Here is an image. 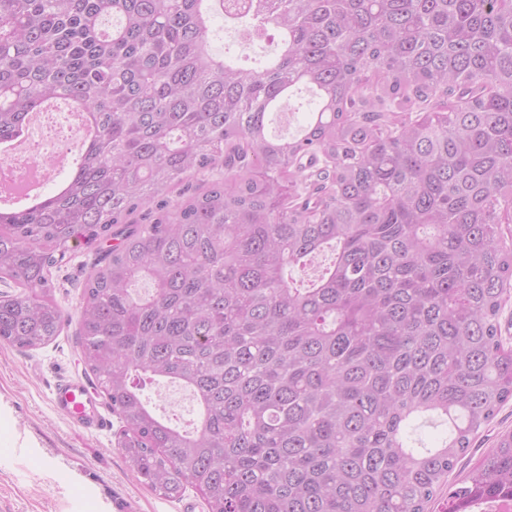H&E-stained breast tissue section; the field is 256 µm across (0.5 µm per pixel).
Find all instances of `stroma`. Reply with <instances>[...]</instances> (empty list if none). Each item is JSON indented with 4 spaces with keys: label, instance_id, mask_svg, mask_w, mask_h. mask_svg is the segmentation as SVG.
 <instances>
[{
    "label": "stroma",
    "instance_id": "obj_1",
    "mask_svg": "<svg viewBox=\"0 0 512 512\" xmlns=\"http://www.w3.org/2000/svg\"><path fill=\"white\" fill-rule=\"evenodd\" d=\"M96 259V249L80 247L53 273V294L71 316L79 314L83 284ZM65 375H84L74 326L39 349L0 343V441L17 446L15 457L0 466V512H108L106 503L116 495L131 499L136 512H183L187 502L196 512H208L195 488L168 499L128 469L115 447L118 417L97 434L60 419L49 391ZM145 395L155 413L174 424L187 427L196 418L191 393L178 385L160 383Z\"/></svg>",
    "mask_w": 512,
    "mask_h": 512
}]
</instances>
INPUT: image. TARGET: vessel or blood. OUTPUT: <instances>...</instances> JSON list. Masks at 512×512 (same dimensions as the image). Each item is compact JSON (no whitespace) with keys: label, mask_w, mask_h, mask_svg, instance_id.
Segmentation results:
<instances>
[{"label":"vessel or blood","mask_w":512,"mask_h":512,"mask_svg":"<svg viewBox=\"0 0 512 512\" xmlns=\"http://www.w3.org/2000/svg\"><path fill=\"white\" fill-rule=\"evenodd\" d=\"M49 401L54 411L70 425L88 432L107 428L108 420L86 383L68 378L57 380L50 388Z\"/></svg>","instance_id":"b4317fda"}]
</instances>
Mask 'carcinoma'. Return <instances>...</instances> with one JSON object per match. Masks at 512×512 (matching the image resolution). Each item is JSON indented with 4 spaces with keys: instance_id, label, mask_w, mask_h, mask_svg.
Listing matches in <instances>:
<instances>
[{
    "instance_id": "cac0c4a2",
    "label": "carcinoma",
    "mask_w": 512,
    "mask_h": 512,
    "mask_svg": "<svg viewBox=\"0 0 512 512\" xmlns=\"http://www.w3.org/2000/svg\"><path fill=\"white\" fill-rule=\"evenodd\" d=\"M205 2L0 0V142L52 100L97 124L64 191L0 209L19 288L0 342L59 336L51 269L96 246L78 344L151 490L191 486L208 512H429L446 488L448 512H512L511 430L448 484L512 399V0H216L279 37L252 69L214 52ZM302 90L299 130L270 134ZM325 251L314 279L289 274ZM161 381L197 401L193 430L143 398ZM418 421L448 432L416 448Z\"/></svg>"
}]
</instances>
